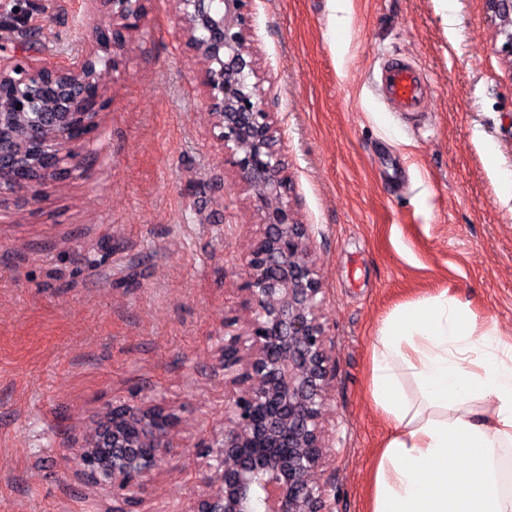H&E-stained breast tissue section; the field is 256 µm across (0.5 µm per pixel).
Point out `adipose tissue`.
<instances>
[{"label":"adipose tissue","mask_w":512,"mask_h":512,"mask_svg":"<svg viewBox=\"0 0 512 512\" xmlns=\"http://www.w3.org/2000/svg\"><path fill=\"white\" fill-rule=\"evenodd\" d=\"M371 396L388 422L371 512H512V345L442 293L398 309L373 345Z\"/></svg>","instance_id":"obj_1"}]
</instances>
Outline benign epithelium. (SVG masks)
<instances>
[{
  "mask_svg": "<svg viewBox=\"0 0 512 512\" xmlns=\"http://www.w3.org/2000/svg\"><path fill=\"white\" fill-rule=\"evenodd\" d=\"M112 22L92 21L101 45L109 47L140 27L142 0H103ZM247 0H176V22L186 48L205 62L200 83L224 156L251 191L261 232L244 262L241 285L254 312L243 331L224 340V379L238 387L225 410L224 440L203 451L221 458L208 478L215 491L197 499L193 512H329L314 475L326 452L324 408L336 373L334 340L316 309L322 292L308 225L289 192L288 163L280 148L282 127L269 110L261 57L244 16ZM98 57L85 54L66 67L0 63V89L8 86L29 114L28 143L66 178L71 147L96 127L105 107L86 73ZM44 86L37 99L29 88ZM58 127L53 144L43 142L42 125ZM70 148L66 157L60 150ZM0 186L40 180L29 176L28 154L14 142L9 122L0 120ZM177 418L160 404H118L106 414L112 434L104 443L112 455L88 448L80 454L85 478L112 490V512H135L139 493L166 451L165 439Z\"/></svg>",
  "mask_w": 512,
  "mask_h": 512,
  "instance_id": "7a95c632",
  "label": "benign epithelium"
}]
</instances>
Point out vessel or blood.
<instances>
[{
  "instance_id": "b4317fda",
  "label": "vessel or blood",
  "mask_w": 512,
  "mask_h": 512,
  "mask_svg": "<svg viewBox=\"0 0 512 512\" xmlns=\"http://www.w3.org/2000/svg\"><path fill=\"white\" fill-rule=\"evenodd\" d=\"M381 98L398 112H420L431 93L430 84L412 60L394 57L385 61L374 80Z\"/></svg>"
}]
</instances>
